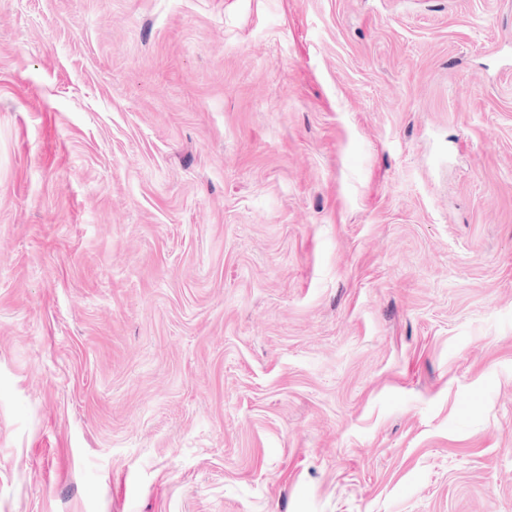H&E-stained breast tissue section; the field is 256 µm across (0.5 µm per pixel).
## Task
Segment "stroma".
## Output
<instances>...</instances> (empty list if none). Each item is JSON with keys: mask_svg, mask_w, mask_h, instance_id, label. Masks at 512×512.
Listing matches in <instances>:
<instances>
[{"mask_svg": "<svg viewBox=\"0 0 512 512\" xmlns=\"http://www.w3.org/2000/svg\"><path fill=\"white\" fill-rule=\"evenodd\" d=\"M0 512H512V0H0Z\"/></svg>", "mask_w": 512, "mask_h": 512, "instance_id": "35a3bbf8", "label": "stroma"}]
</instances>
